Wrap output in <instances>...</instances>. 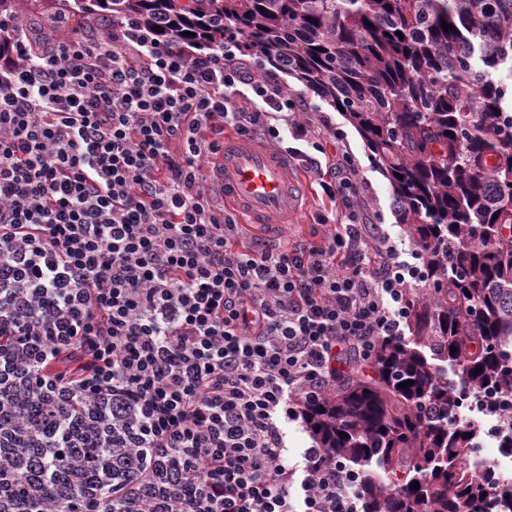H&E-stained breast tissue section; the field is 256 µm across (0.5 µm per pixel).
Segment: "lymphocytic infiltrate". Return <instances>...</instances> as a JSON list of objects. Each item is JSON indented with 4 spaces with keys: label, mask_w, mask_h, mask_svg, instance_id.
I'll use <instances>...</instances> for the list:
<instances>
[{
    "label": "lymphocytic infiltrate",
    "mask_w": 512,
    "mask_h": 512,
    "mask_svg": "<svg viewBox=\"0 0 512 512\" xmlns=\"http://www.w3.org/2000/svg\"><path fill=\"white\" fill-rule=\"evenodd\" d=\"M0 473L96 482L75 512H367L359 473L288 424L430 286L420 248L369 223L327 117L299 120L236 43L197 52L134 20L26 36L0 20ZM289 131L331 203L317 240L244 248L208 184L225 127Z\"/></svg>",
    "instance_id": "lymphocytic-infiltrate-1"
}]
</instances>
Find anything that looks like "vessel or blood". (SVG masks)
Here are the masks:
<instances>
[{
    "instance_id": "b4317fda",
    "label": "vessel or blood",
    "mask_w": 512,
    "mask_h": 512,
    "mask_svg": "<svg viewBox=\"0 0 512 512\" xmlns=\"http://www.w3.org/2000/svg\"><path fill=\"white\" fill-rule=\"evenodd\" d=\"M220 163L224 168V201L249 217L255 233L287 223L299 214L305 180L287 152L228 137Z\"/></svg>"
}]
</instances>
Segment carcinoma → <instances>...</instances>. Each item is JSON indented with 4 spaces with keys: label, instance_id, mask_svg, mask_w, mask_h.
Wrapping results in <instances>:
<instances>
[{
    "label": "carcinoma",
    "instance_id": "obj_1",
    "mask_svg": "<svg viewBox=\"0 0 512 512\" xmlns=\"http://www.w3.org/2000/svg\"><path fill=\"white\" fill-rule=\"evenodd\" d=\"M32 2L0 0V15ZM47 2L198 48L237 36L341 112L436 288L413 300L410 336L380 340L370 372L306 406L305 426L363 474L369 512H512V481L490 496L468 467L481 429L457 423L464 395L485 391L512 423V0Z\"/></svg>",
    "mask_w": 512,
    "mask_h": 512
}]
</instances>
